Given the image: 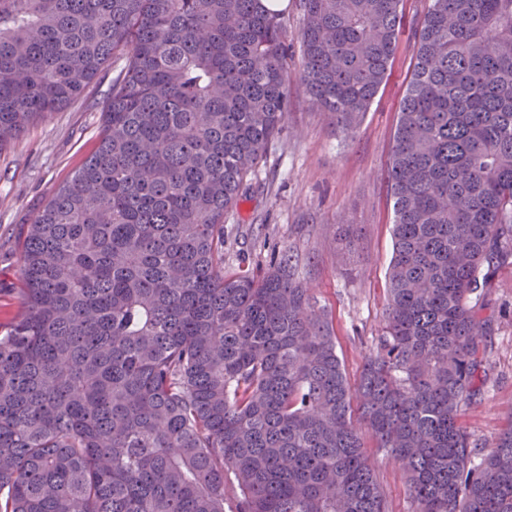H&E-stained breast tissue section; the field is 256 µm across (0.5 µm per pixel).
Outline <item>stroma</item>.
Instances as JSON below:
<instances>
[{
	"label": "stroma",
	"instance_id": "stroma-1",
	"mask_svg": "<svg viewBox=\"0 0 512 512\" xmlns=\"http://www.w3.org/2000/svg\"><path fill=\"white\" fill-rule=\"evenodd\" d=\"M429 0H402L404 23L391 74L351 135L337 132L310 100L293 65L288 120L247 183V195L225 217L224 269L259 271L281 251L298 259L301 279L333 324L350 380L383 330L385 271L392 252V199L387 170L410 70L414 33ZM117 73L109 64L63 110L39 119L0 148V323L19 316L21 225L32 223L53 192L94 150L101 114ZM492 331L486 377L461 422L477 454L492 448L512 421V257L483 294ZM389 512H412L405 476L383 452L368 451Z\"/></svg>",
	"mask_w": 512,
	"mask_h": 512
}]
</instances>
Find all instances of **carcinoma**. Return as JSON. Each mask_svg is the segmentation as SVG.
I'll list each match as a JSON object with an SVG mask.
<instances>
[{"mask_svg":"<svg viewBox=\"0 0 512 512\" xmlns=\"http://www.w3.org/2000/svg\"><path fill=\"white\" fill-rule=\"evenodd\" d=\"M261 0H0V147L108 60L96 150L22 230L0 328V512H512V421L460 425L512 256V0H431L389 159L387 309L356 383L285 251L224 275V215L288 118ZM401 0H299L302 84L345 134L387 79ZM239 495L228 502L227 476ZM365 443L377 478L384 488L388 512H412L413 507L403 471L383 452L372 448L374 443L367 434Z\"/></svg>","mask_w":512,"mask_h":512,"instance_id":"carcinoma-1","label":"carcinoma"}]
</instances>
